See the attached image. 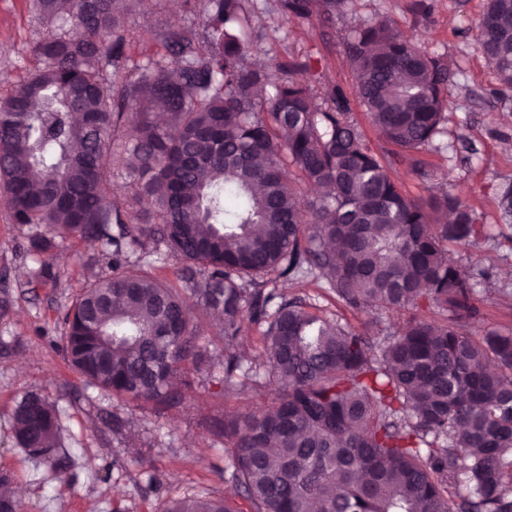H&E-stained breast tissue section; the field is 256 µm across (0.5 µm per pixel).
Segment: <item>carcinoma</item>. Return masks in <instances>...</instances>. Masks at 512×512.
Instances as JSON below:
<instances>
[{
    "mask_svg": "<svg viewBox=\"0 0 512 512\" xmlns=\"http://www.w3.org/2000/svg\"><path fill=\"white\" fill-rule=\"evenodd\" d=\"M343 0H280L331 22ZM145 0H32L46 22L35 67L0 102V188L30 231L29 284L57 279L58 240L100 244L112 274L63 317L66 363L85 383L138 404L179 403L171 380L203 353L187 295L221 312L224 393L283 382L258 415L216 423L231 479L252 512H512V331L474 333L487 270L452 253L484 234L450 186L404 194L350 120L339 87L327 106L271 58L249 61L252 0H209L206 42L170 31L135 78L104 75L125 57L124 15ZM479 47L512 89V0H486ZM353 94L390 155L440 133L457 71L394 20L352 28ZM140 184L114 194L112 167ZM173 260L174 279L159 272ZM274 274L323 283L351 310H407L404 331L342 326ZM441 319H427L423 311ZM266 325L243 369L236 338ZM17 444L51 469L58 411L29 393L12 415ZM165 512H240L222 496H185Z\"/></svg>",
    "mask_w": 512,
    "mask_h": 512,
    "instance_id": "cac0c4a2",
    "label": "carcinoma"
}]
</instances>
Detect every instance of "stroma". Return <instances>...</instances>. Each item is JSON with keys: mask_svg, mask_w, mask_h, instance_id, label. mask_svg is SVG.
<instances>
[{"mask_svg": "<svg viewBox=\"0 0 512 512\" xmlns=\"http://www.w3.org/2000/svg\"><path fill=\"white\" fill-rule=\"evenodd\" d=\"M486 0H344L332 24L318 17L292 18L277 0H257L251 34L253 57L305 60L316 65L301 72L317 93L340 87L351 91L344 51L346 32L356 24L393 18L418 46L447 54L457 69L448 89L446 118L432 144L422 149L427 176L393 163L390 173L410 197L425 199L439 184L452 183L474 206L488 232L459 251L465 265L482 261L491 277L477 286L483 315L473 331L512 330V224L498 208V193L512 183V90L501 92L497 74L479 49V21ZM208 0H147L125 18L128 41L121 65L130 76L159 33L184 30L204 38ZM45 30L29 0H0V98L9 96L34 65L32 46ZM26 231L13 224L0 201V462L11 469L13 485L24 487L25 512H162L165 504L187 495L233 493L230 458L213 419L263 408L280 383L262 372V387L225 397L224 344L219 323L202 319L203 359L182 402L170 409L140 406L88 388L64 361L60 321L89 280L109 267L97 245L59 242L54 251L56 282L27 283L31 265ZM334 320L354 326L376 321L398 330L403 312L354 311L321 286L279 283ZM37 393L61 414V446L71 462L56 474L16 445L11 414L25 394Z\"/></svg>", "mask_w": 512, "mask_h": 512, "instance_id": "obj_1", "label": "stroma"}]
</instances>
